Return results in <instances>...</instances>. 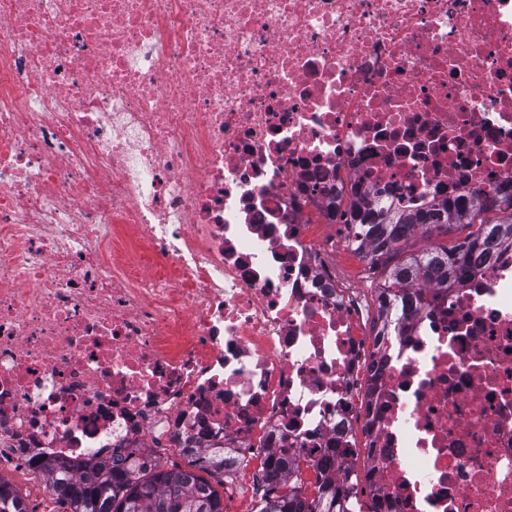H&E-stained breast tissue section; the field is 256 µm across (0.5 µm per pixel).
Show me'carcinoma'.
Instances as JSON below:
<instances>
[{
	"mask_svg": "<svg viewBox=\"0 0 512 512\" xmlns=\"http://www.w3.org/2000/svg\"><path fill=\"white\" fill-rule=\"evenodd\" d=\"M495 217L490 218L488 214ZM339 219L349 229V246L369 264L382 269L374 289L377 319L396 326L398 310L393 304L413 297L406 294L417 281L444 285L457 281L473 265L488 258L496 243L512 244V192L468 203L460 200L435 202L421 210L378 206L366 199H353L341 209ZM456 224L477 226L474 233L453 246L433 240ZM420 235L426 246L405 257L402 245ZM130 471L112 466L97 456L71 461L46 458L39 474L51 481L57 498L69 512H224V472L206 461V467L189 462V468H168L153 454L136 453ZM209 471L210 478L201 476ZM351 488L339 484L336 475L318 477L316 489L307 493L301 480L300 462L282 449L273 467L258 480L251 512H364L346 503ZM0 512H30L27 500L14 485L0 476Z\"/></svg>",
	"mask_w": 512,
	"mask_h": 512,
	"instance_id": "obj_1",
	"label": "carcinoma"
}]
</instances>
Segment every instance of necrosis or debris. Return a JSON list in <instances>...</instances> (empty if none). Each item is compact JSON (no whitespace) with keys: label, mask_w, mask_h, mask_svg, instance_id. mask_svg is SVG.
Returning <instances> with one entry per match:
<instances>
[{"label":"necrosis or debris","mask_w":512,"mask_h":512,"mask_svg":"<svg viewBox=\"0 0 512 512\" xmlns=\"http://www.w3.org/2000/svg\"><path fill=\"white\" fill-rule=\"evenodd\" d=\"M512 183V0H0V464L281 449L374 512H512V247L378 350L341 198Z\"/></svg>","instance_id":"1"}]
</instances>
